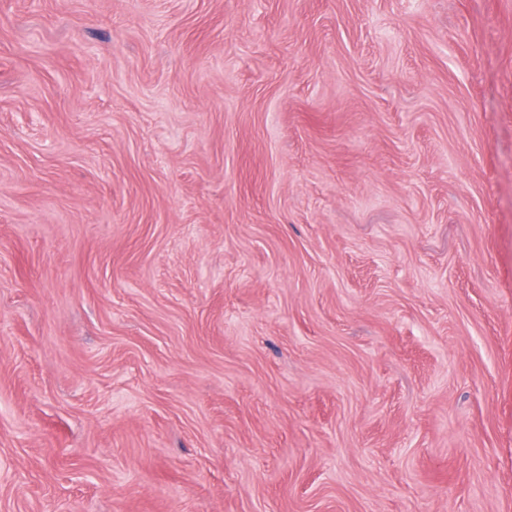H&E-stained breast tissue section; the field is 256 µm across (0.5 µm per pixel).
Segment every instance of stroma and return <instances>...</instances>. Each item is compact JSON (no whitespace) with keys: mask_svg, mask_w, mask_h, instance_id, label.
Returning a JSON list of instances; mask_svg holds the SVG:
<instances>
[{"mask_svg":"<svg viewBox=\"0 0 512 512\" xmlns=\"http://www.w3.org/2000/svg\"><path fill=\"white\" fill-rule=\"evenodd\" d=\"M0 512H512V0H0Z\"/></svg>","mask_w":512,"mask_h":512,"instance_id":"35a3bbf8","label":"stroma"}]
</instances>
